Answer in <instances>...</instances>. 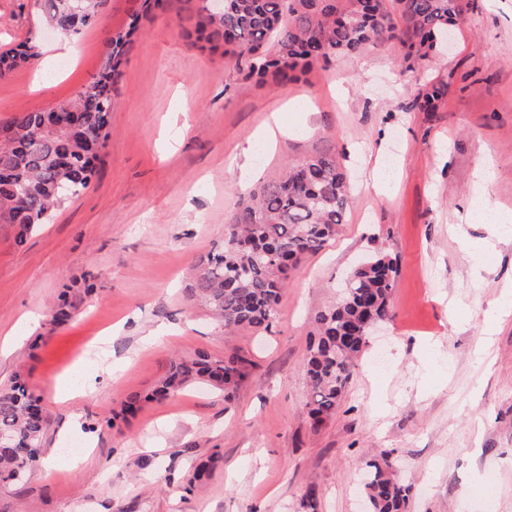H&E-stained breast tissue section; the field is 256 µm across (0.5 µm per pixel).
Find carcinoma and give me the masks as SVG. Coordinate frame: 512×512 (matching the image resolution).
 Segmentation results:
<instances>
[{
  "label": "carcinoma",
  "mask_w": 512,
  "mask_h": 512,
  "mask_svg": "<svg viewBox=\"0 0 512 512\" xmlns=\"http://www.w3.org/2000/svg\"><path fill=\"white\" fill-rule=\"evenodd\" d=\"M186 18L197 40L222 44L225 52L246 56L250 75L285 86L315 64L328 66L368 46L395 42L406 69L440 46L462 19L461 0H224L218 12L201 0ZM106 0H35L40 20L76 36L94 23ZM138 31V20L109 34L106 61L83 91L58 106L25 112L0 124V224L14 229L15 243L53 217L92 183L109 137L112 92L120 65ZM39 56L27 39L21 49L0 53V79ZM443 94L431 86L414 107L433 112ZM352 192L347 172L330 153L305 156L282 177L250 191L224 225V246L201 257L188 286L189 299L210 311L224 330H268L279 316L288 272L302 257L321 251L345 223ZM398 265L380 254L353 268L336 301L314 318L315 334L303 367L313 427L335 413L357 359L369 346V330L390 315ZM252 366L232 353L215 358L205 352L174 363L145 394H132L112 410V421L126 420L141 404L205 381L226 392ZM47 428L41 399L27 377L17 373L0 389V487L24 480L38 468ZM363 491L370 512H409L413 487L395 473L391 452L365 462Z\"/></svg>",
  "instance_id": "carcinoma-1"
}]
</instances>
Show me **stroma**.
I'll use <instances>...</instances> for the list:
<instances>
[{
    "label": "stroma",
    "instance_id": "1",
    "mask_svg": "<svg viewBox=\"0 0 512 512\" xmlns=\"http://www.w3.org/2000/svg\"><path fill=\"white\" fill-rule=\"evenodd\" d=\"M461 3L453 47L414 70L386 42L285 88L182 35L180 17L200 0H169L142 21L90 187L24 244L0 226V336L20 337L0 350V387L24 372L48 419L41 466L0 489V512H299L312 485L319 512H364L358 474L381 449L413 486L410 512H481L487 498L512 512V317L485 333L512 283V238L468 219L480 199L512 214V0ZM139 6L107 0L72 42L40 34L39 58L0 80V122L75 97ZM38 28L34 0H0V52ZM67 43L72 53H60ZM435 83L447 86L436 111L415 109ZM275 110L288 133L268 144ZM352 143L361 149L345 161L355 189L342 231L292 273L268 331L225 332L189 300L190 266L223 246L241 195ZM484 164L494 180L481 193ZM381 253L398 262L391 315L335 414L312 429L303 361L314 316L358 261ZM65 294L77 311L58 326L51 310ZM199 350L252 361L232 397L194 384L112 422L127 394ZM86 380L85 396L55 402ZM71 413L81 427L62 433ZM73 439L86 445L78 470L57 462ZM213 454L209 478L190 485L192 466Z\"/></svg>",
    "mask_w": 512,
    "mask_h": 512
}]
</instances>
